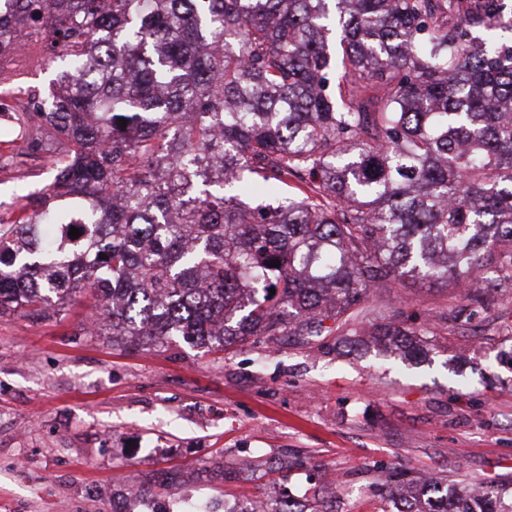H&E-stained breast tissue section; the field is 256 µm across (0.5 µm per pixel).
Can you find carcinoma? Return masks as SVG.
<instances>
[{
  "mask_svg": "<svg viewBox=\"0 0 512 512\" xmlns=\"http://www.w3.org/2000/svg\"><path fill=\"white\" fill-rule=\"evenodd\" d=\"M12 2L0 58L33 40L50 72L16 120L68 150L50 191L0 221V316L46 319L89 291L91 327L119 343L336 332L357 349L379 290L452 289L453 334L512 286L505 0ZM368 335L380 354H428L404 311L374 317ZM438 492L417 477L390 500L512 512L495 488ZM327 503L320 486L303 501L285 485L263 512Z\"/></svg>",
  "mask_w": 512,
  "mask_h": 512,
  "instance_id": "carcinoma-1",
  "label": "carcinoma"
}]
</instances>
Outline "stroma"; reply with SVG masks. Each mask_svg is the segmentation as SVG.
Returning <instances> with one entry per match:
<instances>
[{
	"mask_svg": "<svg viewBox=\"0 0 512 512\" xmlns=\"http://www.w3.org/2000/svg\"><path fill=\"white\" fill-rule=\"evenodd\" d=\"M37 50L6 60L15 110L46 89ZM0 217L53 180L49 131L0 120ZM452 292L399 287L369 299L375 309L418 314L421 325L458 305ZM92 300L77 294L45 320L0 318V512H111L112 497L156 472H179L166 503L202 504L225 493L296 494L312 472L335 479L336 512H376L395 477L512 490V367L498 362L512 331V289L476 336L441 333L433 361L342 357L335 337L313 345L254 337L208 353L183 340L127 349L89 332ZM298 458L288 475L268 463ZM234 472L224 481L216 466Z\"/></svg>",
	"mask_w": 512,
	"mask_h": 512,
	"instance_id": "1",
	"label": "stroma"
}]
</instances>
